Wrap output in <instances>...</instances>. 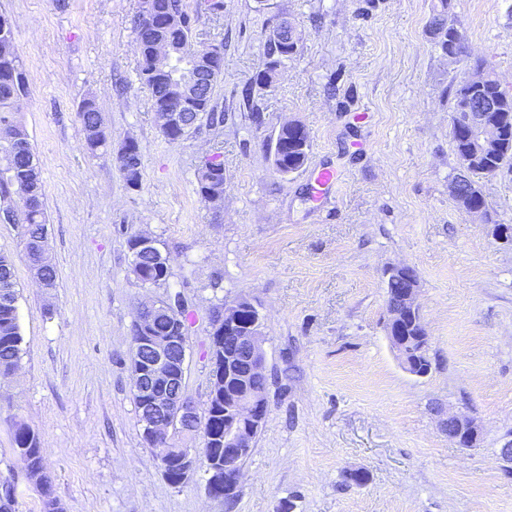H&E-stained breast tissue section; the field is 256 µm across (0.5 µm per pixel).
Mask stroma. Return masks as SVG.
Wrapping results in <instances>:
<instances>
[{
	"label": "stroma",
	"mask_w": 512,
	"mask_h": 512,
	"mask_svg": "<svg viewBox=\"0 0 512 512\" xmlns=\"http://www.w3.org/2000/svg\"><path fill=\"white\" fill-rule=\"evenodd\" d=\"M197 47H224L214 92L224 126L173 143L137 72L138 0H0L28 76L19 119L42 176L52 295L32 279L17 229L0 223L15 262L22 360L0 378V476L20 512L42 498L11 453L21 421L38 432L44 466L67 512H512V169L482 179L490 220L448 193L458 169L451 84L461 70L436 48L439 0H187ZM466 45L512 93V0H450ZM300 34L272 87L256 82L280 17ZM263 112L253 127L244 86ZM94 95L113 146L138 141L142 187L114 156L81 144L79 106ZM368 112L359 123L355 112ZM290 121L311 141L307 164L281 173L271 139ZM224 163V199L197 193L201 160ZM338 171L314 203V171ZM156 237L170 257L167 289L130 271L120 225ZM414 267L430 371H406L386 335L384 271ZM178 292L196 316L186 389L205 411L209 315L245 296L265 316L269 413L243 466L237 499L206 492L197 469L171 486L140 436L130 357L137 303ZM474 417L479 445L448 439L449 410ZM366 473L364 485L348 475Z\"/></svg>",
	"instance_id": "1"
}]
</instances>
